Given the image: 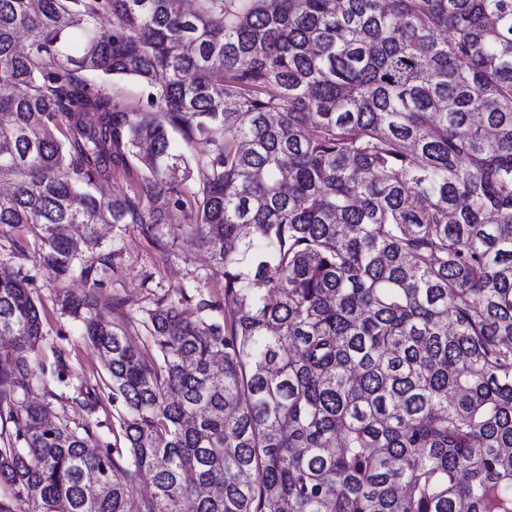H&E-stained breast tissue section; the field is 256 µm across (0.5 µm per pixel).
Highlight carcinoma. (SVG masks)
I'll return each instance as SVG.
<instances>
[{
  "label": "carcinoma",
  "mask_w": 512,
  "mask_h": 512,
  "mask_svg": "<svg viewBox=\"0 0 512 512\" xmlns=\"http://www.w3.org/2000/svg\"><path fill=\"white\" fill-rule=\"evenodd\" d=\"M0 85V231L89 284L75 403L119 424L26 399L42 316L0 277V512H512V0H0ZM178 216L233 307L114 321L93 227ZM141 168L138 163H130L127 169L112 170V177L101 182L96 191L104 196L123 195L130 193L138 177L141 175Z\"/></svg>",
  "instance_id": "obj_1"
}]
</instances>
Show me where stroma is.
<instances>
[{"label":"stroma","instance_id":"stroma-1","mask_svg":"<svg viewBox=\"0 0 512 512\" xmlns=\"http://www.w3.org/2000/svg\"><path fill=\"white\" fill-rule=\"evenodd\" d=\"M98 233L103 253L112 257L118 272L104 290L120 299L121 314L141 316L160 297L176 302L182 296L223 297V283L209 255L189 235L181 220L164 228L167 250H159L152 239L134 224H102ZM20 241L24 254H16L12 243ZM30 276L34 298L43 313V336L36 357L47 369L44 381L31 388L29 398L49 403L57 417L71 427L92 426L99 446L113 443L118 428L117 413L108 392H101L95 413L78 408L74 400L81 388L99 382L105 375L102 359L80 332L78 324L61 309L64 293L85 289L79 277L54 279L46 270L34 229L21 226L0 233V269ZM66 363L69 373L58 380L54 369Z\"/></svg>","mask_w":512,"mask_h":512}]
</instances>
